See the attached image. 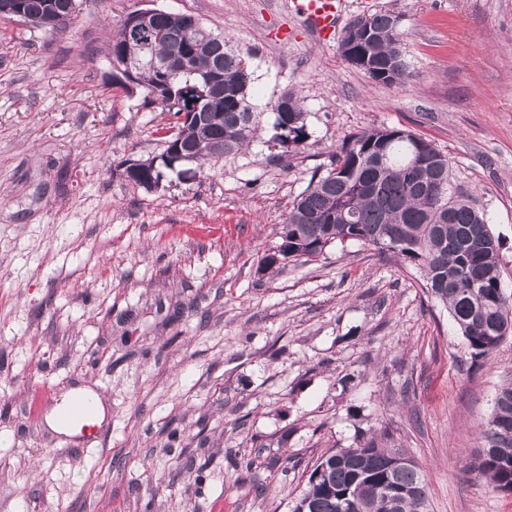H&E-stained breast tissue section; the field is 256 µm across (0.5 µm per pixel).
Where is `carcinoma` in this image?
<instances>
[{
  "label": "carcinoma",
  "mask_w": 512,
  "mask_h": 512,
  "mask_svg": "<svg viewBox=\"0 0 512 512\" xmlns=\"http://www.w3.org/2000/svg\"><path fill=\"white\" fill-rule=\"evenodd\" d=\"M11 2L15 11L36 18L62 0ZM395 19L389 9L363 17L370 35L363 52L351 60L352 66L369 69L384 84L411 78ZM148 24L150 30L166 31L172 39L143 45L135 37L127 38L120 27L108 47L110 61L146 51L149 60L125 89H146L174 118L162 127L168 156L131 179L141 188L163 178V170L181 167L174 150L193 157L199 167L237 153L254 138L259 117L250 102L251 78L243 56L226 37L188 13L154 9ZM193 25L220 45L197 54L189 71L162 77L153 61L176 55V39ZM214 72L222 77L221 85L209 87L205 77ZM195 98L201 100L199 113L222 112L224 120L198 125L189 107ZM271 110L278 130L274 139L303 145L307 135L301 99L285 92L271 102ZM417 142L440 158L437 168L408 167ZM277 234L282 259L308 260L330 246L354 243L394 253L419 271L424 288L446 307L475 362L486 360L512 333V296L502 286L501 242L470 199L450 190L448 157L411 131L377 127L343 141L330 167L313 175L294 199ZM479 434L482 449L472 462L473 470L492 490L512 492V383L498 391L493 413ZM315 469L322 470L320 478H308L292 512H349L341 508L347 495L358 496L364 504L357 512H429L423 468L391 446L385 430L370 433L356 448L327 451Z\"/></svg>",
  "instance_id": "cac0c4a2"
}]
</instances>
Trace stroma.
Instances as JSON below:
<instances>
[{
    "mask_svg": "<svg viewBox=\"0 0 512 512\" xmlns=\"http://www.w3.org/2000/svg\"><path fill=\"white\" fill-rule=\"evenodd\" d=\"M387 7L412 74L388 85L292 0H82L54 34L0 18V512H290L328 449L383 428L430 512H512L471 468L512 336L472 366L415 270L371 246L260 269L343 140L397 127L447 154L512 294V0H344L339 25ZM144 8L230 38L260 113L247 148L156 192L118 166L159 156L170 116L105 58ZM286 90L308 135L290 150L272 140ZM78 388L104 420L52 426Z\"/></svg>",
    "mask_w": 512,
    "mask_h": 512,
    "instance_id": "stroma-1",
    "label": "stroma"
}]
</instances>
